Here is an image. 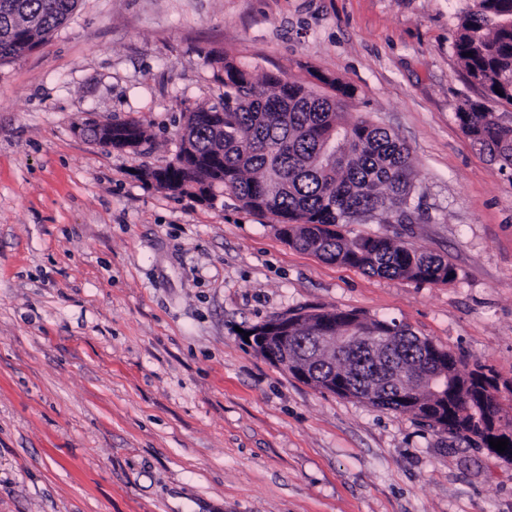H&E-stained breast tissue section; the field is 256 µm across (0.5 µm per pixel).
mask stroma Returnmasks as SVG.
<instances>
[{
  "instance_id": "1",
  "label": "stroma",
  "mask_w": 512,
  "mask_h": 512,
  "mask_svg": "<svg viewBox=\"0 0 512 512\" xmlns=\"http://www.w3.org/2000/svg\"><path fill=\"white\" fill-rule=\"evenodd\" d=\"M470 0H80L0 63V512H512V462L301 383L245 342L284 312L362 311L512 380V172L462 132ZM326 76L411 152L430 220L353 224L448 256L446 283L289 246L232 193L145 183L211 57ZM139 119L138 152L74 133Z\"/></svg>"
}]
</instances>
